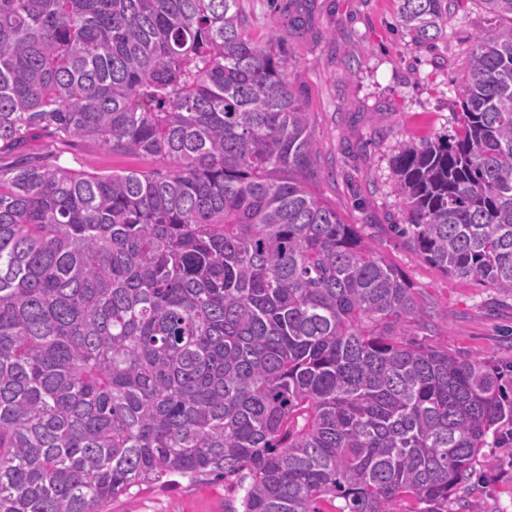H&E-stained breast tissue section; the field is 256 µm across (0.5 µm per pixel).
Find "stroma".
<instances>
[{"instance_id": "obj_1", "label": "stroma", "mask_w": 512, "mask_h": 512, "mask_svg": "<svg viewBox=\"0 0 512 512\" xmlns=\"http://www.w3.org/2000/svg\"><path fill=\"white\" fill-rule=\"evenodd\" d=\"M299 7V0H241L251 34L261 42L277 35L292 64L295 91L312 118L319 195L403 272L431 312L429 328L408 326L411 338L512 369V297L442 273L395 231L405 209L393 159L405 147L454 134L471 40L498 19L483 0H461L430 49L398 28L397 0H315L310 30L300 37L289 27ZM63 158L90 172L139 165L82 145L66 148ZM484 454L495 466L477 462L448 512H458L462 498L478 501L482 512H512V439L498 431ZM242 495L236 480L202 475L143 487L112 499L103 512H238Z\"/></svg>"}]
</instances>
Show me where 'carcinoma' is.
I'll use <instances>...</instances> for the list:
<instances>
[{
  "mask_svg": "<svg viewBox=\"0 0 512 512\" xmlns=\"http://www.w3.org/2000/svg\"><path fill=\"white\" fill-rule=\"evenodd\" d=\"M460 2L398 0V25L436 41ZM483 2L507 24L469 49L457 132L393 167L413 250L512 297V0ZM319 178L240 0H0V512L203 474L242 512H448L512 397L407 337L427 312ZM56 151H64L62 159L72 167L89 172H112V169L123 170L146 166V164L136 159L125 156H112V154L94 147L82 145H76L75 147L57 146Z\"/></svg>",
  "mask_w": 512,
  "mask_h": 512,
  "instance_id": "cac0c4a2",
  "label": "carcinoma"
}]
</instances>
